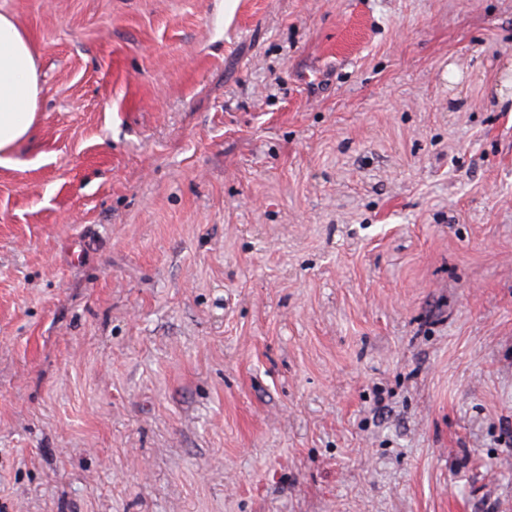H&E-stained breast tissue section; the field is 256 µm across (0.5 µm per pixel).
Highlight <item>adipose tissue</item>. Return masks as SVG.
I'll use <instances>...</instances> for the list:
<instances>
[{
    "label": "adipose tissue",
    "mask_w": 512,
    "mask_h": 512,
    "mask_svg": "<svg viewBox=\"0 0 512 512\" xmlns=\"http://www.w3.org/2000/svg\"><path fill=\"white\" fill-rule=\"evenodd\" d=\"M41 99L33 42L10 16L0 13V163L32 138Z\"/></svg>",
    "instance_id": "ef3b65f1"
}]
</instances>
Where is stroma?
I'll use <instances>...</instances> for the list:
<instances>
[{
  "mask_svg": "<svg viewBox=\"0 0 512 512\" xmlns=\"http://www.w3.org/2000/svg\"><path fill=\"white\" fill-rule=\"evenodd\" d=\"M0 13V512H512V0ZM40 99L33 42L13 18L0 13V164L34 135Z\"/></svg>",
  "mask_w": 512,
  "mask_h": 512,
  "instance_id": "1",
  "label": "stroma"
}]
</instances>
